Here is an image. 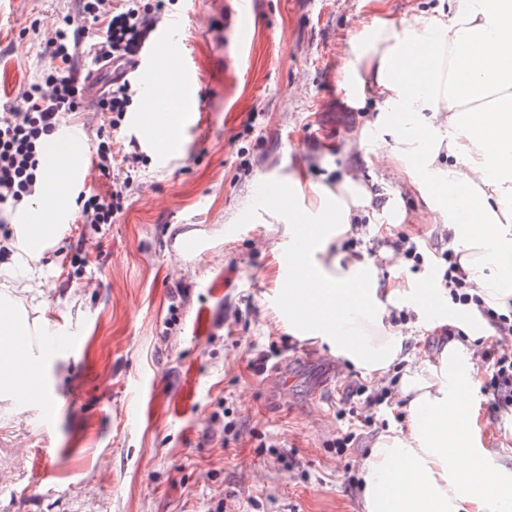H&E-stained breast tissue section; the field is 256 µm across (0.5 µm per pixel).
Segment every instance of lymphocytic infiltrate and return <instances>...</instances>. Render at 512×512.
Listing matches in <instances>:
<instances>
[{
    "mask_svg": "<svg viewBox=\"0 0 512 512\" xmlns=\"http://www.w3.org/2000/svg\"><path fill=\"white\" fill-rule=\"evenodd\" d=\"M104 0H83L79 17L56 22V33L46 48L53 60L40 82L23 89V105L0 113V212L31 196L39 176L43 142L60 122L79 110L85 82L77 50L91 42L100 65L131 63L161 18L164 0H119L104 10ZM136 94L130 80H113L97 100L101 123L96 130V168L112 178L106 193H83L78 197L85 230L100 233L116 223L139 191L138 154L116 158L112 133L121 127ZM452 233L442 230L432 244L398 234L392 245L410 267L422 264L429 252L442 262V282L454 304L476 307L497 329L495 340L482 344L477 356L488 377L486 392L493 412H512V313L486 307L475 285L462 273L450 246Z\"/></svg>",
    "mask_w": 512,
    "mask_h": 512,
    "instance_id": "f902f5d3",
    "label": "lymphocytic infiltrate"
}]
</instances>
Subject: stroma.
I'll list each match as a JSON object with an SVG mask.
<instances>
[{"instance_id": "35a3bbf8", "label": "stroma", "mask_w": 512, "mask_h": 512, "mask_svg": "<svg viewBox=\"0 0 512 512\" xmlns=\"http://www.w3.org/2000/svg\"><path fill=\"white\" fill-rule=\"evenodd\" d=\"M0 13V109L20 106L27 85L52 64L44 29L77 15L79 0H12ZM237 0L216 15L204 0H172L167 11L179 49L196 62L205 93L180 98L176 112L196 113L166 154L124 123L114 141L136 143L142 183L83 276L71 264L80 224L70 225L24 270L0 259V294L16 300L46 339L35 357L44 382L31 411L0 407V437L16 439L19 461L31 450L64 448L52 484L34 479L0 492V512H362L358 466L378 436L337 455L330 442L349 384L374 386L348 360L315 339L288 332L278 319V290L288 259L287 213L269 197L288 196V175L314 182L354 169L373 185L376 217L396 200L408 214L391 232L429 237L426 206L388 170L370 167L355 134L375 105L346 107L336 85L345 49L370 21L369 0H252L257 21H234ZM223 27L224 47L210 37ZM224 65H213L216 52ZM93 102L59 129L82 144L75 191L106 192L94 166ZM349 258L381 261L387 277L438 283L441 261L384 263L390 247L376 225ZM402 369L436 355L439 342L419 316L404 325ZM279 364L289 385L250 369L256 353ZM479 431L489 460L512 469V416L493 413L478 392ZM236 432L225 435L224 420Z\"/></svg>"}]
</instances>
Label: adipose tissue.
<instances>
[{"label":"adipose tissue","mask_w":512,"mask_h":512,"mask_svg":"<svg viewBox=\"0 0 512 512\" xmlns=\"http://www.w3.org/2000/svg\"><path fill=\"white\" fill-rule=\"evenodd\" d=\"M336 76L345 104L376 103L370 151L414 189L426 217L454 230L460 267L488 306L512 303V0H448L447 13L396 16L374 0ZM81 143L54 136L33 198L15 226V258L29 267L55 240L69 208ZM371 185L288 179V275L279 317L321 338L369 376L402 358L387 305L412 307L430 328L463 330L438 356L405 372L403 428L380 435L362 461L363 512H512V471L476 444L477 369L469 343L495 329L477 311L446 305L441 289L383 281L378 266L331 254L373 210Z\"/></svg>","instance_id":"1"}]
</instances>
